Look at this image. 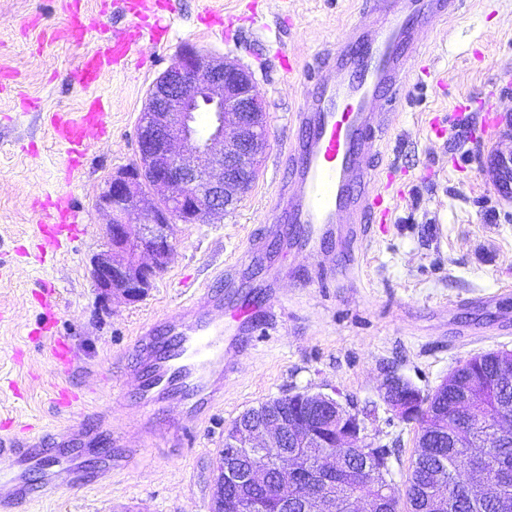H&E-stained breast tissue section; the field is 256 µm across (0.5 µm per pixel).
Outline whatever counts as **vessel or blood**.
I'll use <instances>...</instances> for the list:
<instances>
[{
	"instance_id": "obj_1",
	"label": "vessel or blood",
	"mask_w": 512,
	"mask_h": 512,
	"mask_svg": "<svg viewBox=\"0 0 512 512\" xmlns=\"http://www.w3.org/2000/svg\"><path fill=\"white\" fill-rule=\"evenodd\" d=\"M139 22L88 54L79 72L82 87L97 84L112 67L125 64L142 35L141 23L165 10L164 0H117ZM461 0H368V13L378 14L377 27L351 30L324 62L326 68L315 91L292 119L302 131L285 154L290 186L279 196L280 223L288 228L287 241L303 251H316L330 237L340 250L336 272L346 276L354 268V247L368 225L387 223L392 214L387 191L369 192V184L382 178L379 166L368 155L394 135L388 115L401 102L411 80L405 51L416 44L423 21L438 14L451 18ZM105 107L89 100L75 118H59L54 131L70 164H78L88 149L90 131L105 133ZM52 225L41 233L47 247L56 248L61 238L73 237L83 226L74 218L68 197L54 204ZM248 307L225 311L217 299H192L172 311L163 330L148 327L136 338L139 362L132 372L136 383V407L142 427L152 431L157 406L179 397L180 420L169 422L163 432L170 444L180 442L189 424L206 417L224 400V383L230 369L224 363L226 335H238L254 321ZM0 503L10 504L33 492L31 473L43 475L46 487L76 485L80 460L58 458L54 449L39 441L0 439Z\"/></svg>"
}]
</instances>
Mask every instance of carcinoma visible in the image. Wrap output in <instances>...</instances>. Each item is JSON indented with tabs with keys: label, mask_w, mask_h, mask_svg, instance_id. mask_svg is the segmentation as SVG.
I'll list each match as a JSON object with an SVG mask.
<instances>
[{
	"label": "carcinoma",
	"mask_w": 512,
	"mask_h": 512,
	"mask_svg": "<svg viewBox=\"0 0 512 512\" xmlns=\"http://www.w3.org/2000/svg\"><path fill=\"white\" fill-rule=\"evenodd\" d=\"M508 351H489L475 355L456 370L457 382L448 384V390L425 395L429 407L420 415L421 436L419 448L411 466L405 489L388 482L389 473L376 475L390 453L381 449V456L372 452H353L349 461L351 470L322 483L321 489L336 501L337 512L353 496H366L374 501L373 512H398L401 497H406L410 512H438L434 506L436 491L434 478L447 484L448 512H512V438L493 436L488 421L500 411L512 413V386L500 385L501 355ZM479 386L470 417L449 415L450 408L459 397L460 384ZM448 414V423L457 429L454 441L446 447L437 446L436 431L429 426L431 417ZM480 462L484 467V482L495 492L478 499L470 490L453 478V472L463 466ZM248 500L262 506L264 512H281L278 501L268 487H246L224 481V507L222 512H236L231 507L235 500Z\"/></svg>",
	"instance_id": "cac0c4a2"
}]
</instances>
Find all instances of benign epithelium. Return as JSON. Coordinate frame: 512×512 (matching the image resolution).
<instances>
[{
  "instance_id": "obj_1",
  "label": "benign epithelium",
  "mask_w": 512,
  "mask_h": 512,
  "mask_svg": "<svg viewBox=\"0 0 512 512\" xmlns=\"http://www.w3.org/2000/svg\"><path fill=\"white\" fill-rule=\"evenodd\" d=\"M200 112L214 121L207 134L197 129ZM267 133L263 98L249 71L224 56L183 50L152 84L139 118L137 160L115 172L99 196L109 216L104 250L91 261V277L101 302L114 297L141 300L176 248L171 229L178 223L201 224L237 206L257 175ZM137 214L139 227L129 228ZM404 380L389 377L383 397L406 421H418L421 408L405 392ZM317 410H334L336 448L317 453L313 432L282 415L260 425L239 423L227 445L232 455L251 462L244 481L269 485L288 503L293 481L301 476L336 473L345 454L372 447L360 414L329 394L303 391ZM224 500V459L216 462L212 512Z\"/></svg>"
}]
</instances>
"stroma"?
Here are the masks:
<instances>
[{"label": "stroma", "instance_id": "obj_1", "mask_svg": "<svg viewBox=\"0 0 512 512\" xmlns=\"http://www.w3.org/2000/svg\"><path fill=\"white\" fill-rule=\"evenodd\" d=\"M216 13L240 21L228 32L214 24ZM76 16L88 27L79 41L65 36ZM368 21L361 0H171L166 33L144 39L129 66L85 88L77 81L85 56L132 17L108 0H0V437L77 448L103 419L115 461L106 475L87 454V483L36 491L21 512H210L225 429L261 402L303 390L365 415L401 486L418 425L387 406L385 378L428 394L471 356L512 350V330L501 329L512 321V185L488 180L494 149L456 108L491 93L512 125V0H463L453 21L425 23L396 134L378 158L396 167L392 219L369 225L354 279L318 274L315 259L268 231L288 178L284 150L299 136L291 116L346 29ZM190 46L252 73L267 112L259 175L223 219L174 225L172 261L143 300L101 304L91 279L107 221L98 198L113 172L136 159L150 85ZM280 50L297 57L298 71L281 69ZM94 97L105 105L107 132L69 165L54 121ZM60 194L88 231L45 255L39 226ZM253 239L261 255L247 282L225 287L221 273ZM202 290L227 299L252 293L259 322L224 347L233 374L223 404L178 445L145 439L131 410L135 338L148 324L163 329L166 314ZM59 338L70 364L53 356ZM62 388L79 401L58 406Z\"/></svg>", "mask_w": 512, "mask_h": 512}]
</instances>
